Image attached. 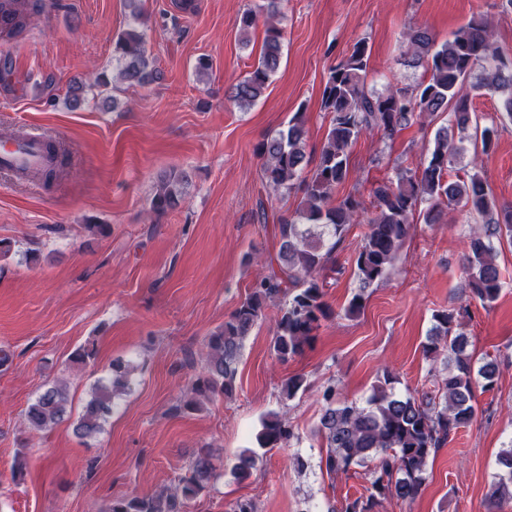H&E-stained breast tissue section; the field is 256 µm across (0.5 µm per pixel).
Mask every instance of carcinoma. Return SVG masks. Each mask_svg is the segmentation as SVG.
Returning a JSON list of instances; mask_svg holds the SVG:
<instances>
[{
	"label": "carcinoma",
	"instance_id": "cac0c4a2",
	"mask_svg": "<svg viewBox=\"0 0 512 512\" xmlns=\"http://www.w3.org/2000/svg\"><path fill=\"white\" fill-rule=\"evenodd\" d=\"M10 2L15 4V22L8 30H0L7 36L23 28L29 9L38 8L28 0ZM282 3L266 0L260 6L266 14L263 49L249 76L232 92L233 101L241 108L262 97L280 66L283 34L276 19L281 16ZM492 37L491 22L481 13L441 44L425 28L408 29L402 35L403 63L421 67L423 73L415 83H397L384 93L368 85V45L359 39L347 56L329 69L321 99L329 127L310 178H302L306 130L301 113H295L286 126L269 134L257 147L265 185L286 195L301 184L304 201L294 213L277 216L276 253L260 262L261 272L252 291L206 340L204 365L176 409L198 410L217 395H233L244 342L271 306L278 307L271 347L279 361L294 358L311 344L322 322L333 315L324 300L325 272L335 266L336 249L354 224L365 225L353 258L364 290L384 279L415 219L433 224L451 208L468 209L482 223L467 237L468 287L484 305L497 300L503 282L493 239L512 236V206H497L475 165L456 180H448V167L460 153L449 130L462 136L474 129L485 154L494 149L498 135L494 123L479 126L469 99L459 95L460 85L473 77L475 92L500 95V119L512 123V60L503 57ZM114 57L118 77L131 86H145L160 78L136 25L118 35ZM89 90L91 87L82 81L72 82L64 103L72 110L80 108ZM445 114L451 115L450 126L438 128L423 163L414 169L400 167L395 177L376 182L370 191L371 207L365 206L357 182L341 199L334 198L335 191L350 179L349 148L362 134L376 130L391 138L410 124H432ZM187 184L184 172L164 175L152 198L153 210L166 213L179 209L185 202ZM433 320L423 352L445 371L438 395L398 394L394 377L387 371L372 386L364 404L340 397L332 384L322 392L316 434L326 443L327 472L346 473L353 466L374 463L366 493L346 500L341 512H374L386 498L413 500L423 484L430 456L452 432L476 418L474 376L482 379L483 389L494 387L497 365L492 359L475 365L465 334L457 328V313L441 310L433 314ZM129 374V365L112 364L108 383L95 387L82 408L75 425L79 437H91L102 430L112 414V398L127 387ZM306 388L305 379L294 375L285 380L282 395L290 400ZM70 413L66 388L53 384L26 408L25 427L31 432L43 431ZM294 438L292 426L271 414L262 421L256 441L262 448H280ZM258 461L256 452L246 451L234 465L233 474L241 480L248 478ZM215 477L213 454L203 449L174 487L149 497L115 499L107 512H186L189 501L209 489ZM506 500L512 501V446L497 455L495 480L485 507L493 512Z\"/></svg>",
	"mask_w": 512,
	"mask_h": 512
}]
</instances>
